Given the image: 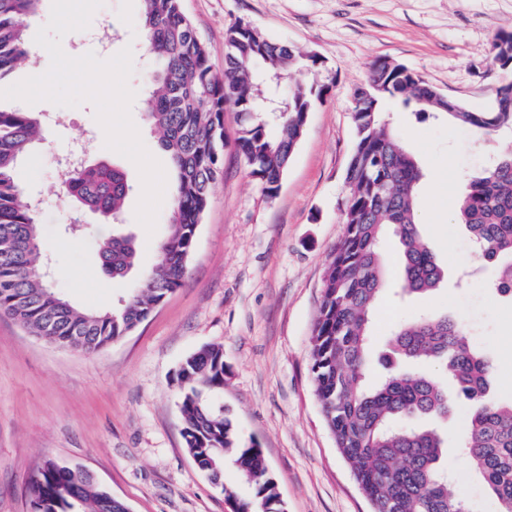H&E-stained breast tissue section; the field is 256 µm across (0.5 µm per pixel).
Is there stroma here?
<instances>
[{"label":"stroma","instance_id":"obj_1","mask_svg":"<svg viewBox=\"0 0 512 512\" xmlns=\"http://www.w3.org/2000/svg\"><path fill=\"white\" fill-rule=\"evenodd\" d=\"M207 44L215 70L224 67V33L237 22L295 45L322 61L319 79L330 91L307 117L304 134L277 192L253 180L231 141L223 173L199 224L183 283L138 328L94 353L57 348L0 315V512H30V481L45 458L91 473L131 512H236L188 454L182 437V361L205 348L224 352V385L208 394L242 438L262 450L284 512H371V505L338 453L314 393L311 336L327 258L344 233L345 174L354 145V90L373 63L404 65L446 97L469 109L488 108L512 73L493 61V43L512 31V0H182ZM141 0H105L89 29L62 39L66 54L106 60L131 48V116L148 151L164 154L147 124L142 101L154 65L143 52ZM112 26L101 46L94 34ZM31 112L61 122L37 145L15 179L42 200L37 220L56 289L74 303L102 308L137 288L157 261L172 207L165 190L154 234L135 219L142 186L136 166L106 148L95 106L47 101ZM391 128L422 163L417 222L442 259L448 281L435 293L395 303L382 295L373 312L372 361L366 383L385 374L388 340L397 322L445 314L471 331L494 364L489 396L512 398V300L485 286L493 266L476 259L469 233L456 218L465 176L512 149V134L479 141L448 121L416 120L402 104L384 107ZM87 160L125 170L133 190L119 224L138 246V272L115 281L98 261V245L119 224L79 214L66 196L57 160L71 143ZM90 234L65 235L73 217ZM469 423L467 404L453 406L439 427L448 440L442 465L467 512H499L497 499L459 451Z\"/></svg>","mask_w":512,"mask_h":512}]
</instances>
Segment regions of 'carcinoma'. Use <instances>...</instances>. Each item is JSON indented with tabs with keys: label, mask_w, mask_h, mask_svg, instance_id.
I'll return each instance as SVG.
<instances>
[{
	"label": "carcinoma",
	"mask_w": 512,
	"mask_h": 512,
	"mask_svg": "<svg viewBox=\"0 0 512 512\" xmlns=\"http://www.w3.org/2000/svg\"><path fill=\"white\" fill-rule=\"evenodd\" d=\"M41 0H0V85L21 64L34 62L25 37ZM146 52L159 68L156 89L143 101L146 121L176 176L168 233L158 262L129 294L102 309L71 304L40 275L44 253L37 210L14 178L19 161L42 135L38 116L0 104V313L37 336L59 345L99 351L133 332L153 308L180 286L201 224L221 173L224 112L239 116L235 142L249 175L272 195L288 167L306 124V112L330 86L290 83L302 69H317L319 58L277 42L257 28L237 23L225 32L224 70H213L209 52L181 9V0H142ZM494 61L512 68V32L497 35ZM351 112L354 147L345 175V232L330 253L322 300L311 336V374L316 397L336 448L357 483L387 512H459L462 502L443 475L444 441L431 427L395 429L392 424L448 414L451 396L471 406L464 448L490 491L499 512H512V401L490 402L492 362L474 349L463 326L448 316L404 324L390 338V366L375 387L365 384L370 360L373 305L387 288L381 251L387 229L398 238L402 275L398 290L424 295L437 289L445 269L418 230L417 195L422 172L416 158L383 117L385 101L416 104L421 120L447 117L490 138L512 130V83L496 90L484 111L442 109L441 96L406 67L373 65L367 84L354 92ZM72 201L105 220L118 217L133 190L124 170L106 162L76 167L66 175ZM482 260L494 265L493 288L512 297V151L478 176L467 179L458 203ZM103 272L123 280L136 267L131 234H115L99 244ZM406 363H438L454 394L429 373L397 369ZM186 448L202 470L222 480L227 458L253 497L239 500L238 512H262L277 500L261 450L239 435L230 419L203 398L224 385V353L203 348L187 357L177 374ZM31 496L37 512H125V503L89 476L54 459L44 462Z\"/></svg>",
	"instance_id": "carcinoma-1"
}]
</instances>
